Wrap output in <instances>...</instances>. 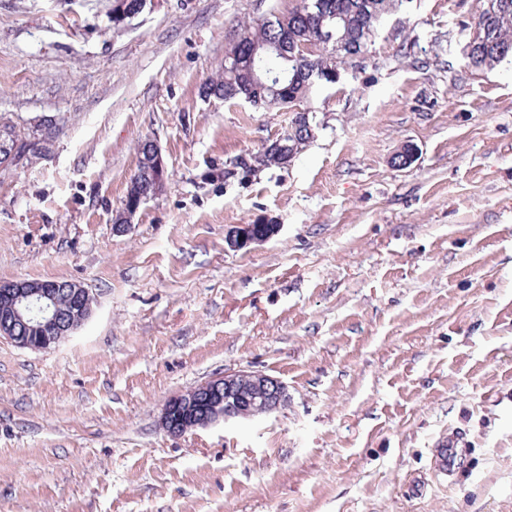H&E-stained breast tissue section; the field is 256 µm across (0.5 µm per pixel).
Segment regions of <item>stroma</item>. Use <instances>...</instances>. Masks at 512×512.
<instances>
[{"label":"stroma","instance_id":"obj_1","mask_svg":"<svg viewBox=\"0 0 512 512\" xmlns=\"http://www.w3.org/2000/svg\"><path fill=\"white\" fill-rule=\"evenodd\" d=\"M295 4L146 0L117 28L112 0H0V116L56 128L0 167V281L94 298L56 349L0 339V512H512V64L462 57L481 0H404L304 100L288 166L223 180L294 112L201 87L238 24ZM144 140L167 177L120 233ZM241 369L287 403L163 429L171 395ZM296 114L292 119L290 129L288 133L292 131L288 140L284 142L287 144L288 155L292 157V160L296 157V155L306 146L307 143L310 142L315 137V129L316 126L313 125L312 120H310V125L312 129H310L305 124H297L295 121ZM312 131V133L310 132ZM288 133L281 137V140L285 139L288 136ZM255 225H264L259 229L262 233H266L271 230V227L266 224H240L234 226L227 235V243L229 247L232 249H241L253 243L266 242L278 233L280 227L279 224H271L274 228V235H260L252 233V229ZM441 447L438 450V458L442 453L446 463L445 467L440 469L448 473L449 479H455L465 467L467 448H464L460 439L454 435L448 437V441L442 443Z\"/></svg>","mask_w":512,"mask_h":512}]
</instances>
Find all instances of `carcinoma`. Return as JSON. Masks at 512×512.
<instances>
[{
	"mask_svg": "<svg viewBox=\"0 0 512 512\" xmlns=\"http://www.w3.org/2000/svg\"><path fill=\"white\" fill-rule=\"evenodd\" d=\"M373 2L378 4L375 11L364 8L367 0H297L296 6L286 15L243 23L237 37L243 42L269 48L286 23L288 32L299 36V40L303 42L317 41L322 34L330 32L338 43L352 46L375 36L383 19L398 11L404 0ZM472 24L475 34L465 48L468 67L479 72H491L504 63L512 64V0H483ZM268 60L274 73L286 71L288 78L281 80L278 86L264 90L259 99L254 101V105L262 109L280 110L297 106L315 87L336 83L332 79L335 67L327 56H297L290 51L286 59L270 56ZM239 81L238 70L226 65L204 83L202 92L208 98L234 103L239 100V96L232 89L239 85ZM290 131L291 135L286 140L287 155L294 158L315 137V133L307 125L294 121L291 122ZM268 145V150L252 154L251 163L236 164L234 170L224 172V179L233 178L241 172L247 175L272 167H284L285 154L275 147V141L268 142ZM145 158L146 152L140 151L137 171L127 187L126 198L129 200L137 198L152 185L151 179L146 175ZM54 295L60 319L63 321L71 318L74 311L93 304L90 295L70 288L69 282L65 280L57 282ZM6 321L12 323L17 335H28L25 322L14 318L9 300L1 297L0 326H4ZM258 392L272 410L285 401L281 383L268 377L258 388L238 386L230 393L208 382L190 391V404L195 410L204 411L215 402L223 400L232 409L245 411L253 405Z\"/></svg>",
	"mask_w": 512,
	"mask_h": 512,
	"instance_id": "cac0c4a2",
	"label": "carcinoma"
}]
</instances>
